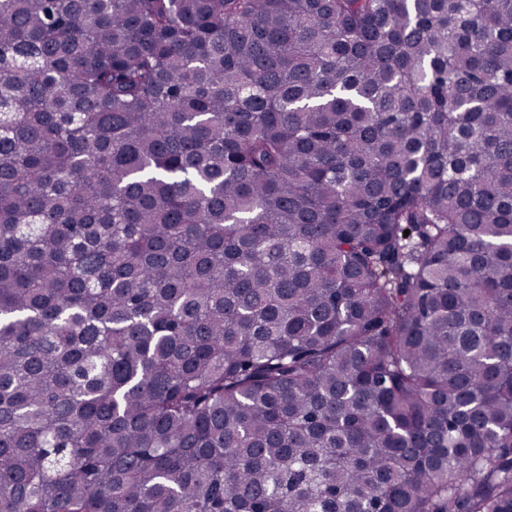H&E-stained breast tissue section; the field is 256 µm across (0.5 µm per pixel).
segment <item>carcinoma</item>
Segmentation results:
<instances>
[{"instance_id": "cac0c4a2", "label": "carcinoma", "mask_w": 512, "mask_h": 512, "mask_svg": "<svg viewBox=\"0 0 512 512\" xmlns=\"http://www.w3.org/2000/svg\"><path fill=\"white\" fill-rule=\"evenodd\" d=\"M0 512H512V0H0Z\"/></svg>"}]
</instances>
